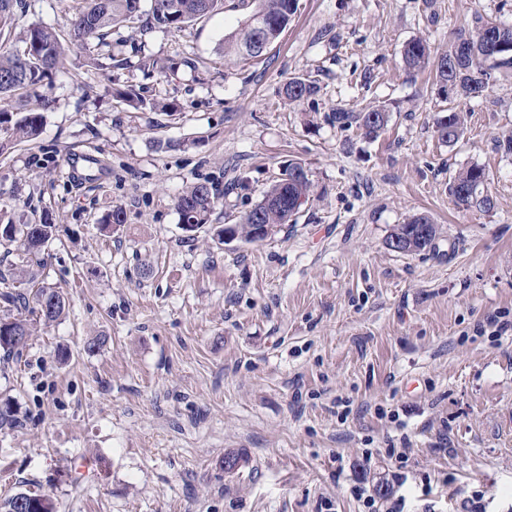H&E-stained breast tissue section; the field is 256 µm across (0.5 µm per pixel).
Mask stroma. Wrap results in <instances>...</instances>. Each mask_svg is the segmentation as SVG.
<instances>
[{
	"instance_id": "stroma-1",
	"label": "stroma",
	"mask_w": 512,
	"mask_h": 512,
	"mask_svg": "<svg viewBox=\"0 0 512 512\" xmlns=\"http://www.w3.org/2000/svg\"><path fill=\"white\" fill-rule=\"evenodd\" d=\"M81 0H23L32 24L68 38ZM224 0L181 30L112 29L104 73L69 46L52 78L19 90L38 137L0 154V212L50 213L55 239L29 267L66 315L35 324L20 363L0 366V498L51 494L58 512H361L350 488L376 481L387 449L410 459L405 512H512V72L467 103L468 130L440 141L447 98L405 70L412 39L446 48L474 16L512 25V0H298L257 61L224 56L252 11ZM314 81L297 103L292 78ZM170 111L151 110L149 100ZM383 105L377 139L337 128L336 109ZM313 184L296 220L264 241L186 232L175 207L209 180L211 225H233L288 164ZM494 210L457 207L448 180L471 164ZM122 208L111 233L101 218ZM429 215L434 248L386 244ZM103 343L84 350L87 340ZM399 420H392V413ZM372 449L371 464L362 452ZM240 462L225 470L224 459ZM317 91L318 87L313 81L294 78L286 84L284 96L289 102H300L305 98L315 95Z\"/></svg>"
}]
</instances>
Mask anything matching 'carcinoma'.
Listing matches in <instances>:
<instances>
[{
    "label": "carcinoma",
    "instance_id": "cac0c4a2",
    "mask_svg": "<svg viewBox=\"0 0 512 512\" xmlns=\"http://www.w3.org/2000/svg\"><path fill=\"white\" fill-rule=\"evenodd\" d=\"M140 0H88L80 10L70 31V40L83 45L100 38L105 31L117 25L130 24L140 18ZM223 0H151V17L155 24L181 29L208 16ZM20 0H0V36L11 35ZM297 10V0H255V8L237 29L224 39V55L241 61L256 60L263 56L288 26ZM491 22L481 16L472 21V29L459 32L448 41V49L432 54L430 45L423 39L406 44L403 61L407 69L416 71L432 68L436 83L450 91L459 100L461 108L448 112L437 120L435 132L444 143H454L465 133L462 106L483 94L494 85L505 70H512V26H495L501 43L509 46L506 51L493 53L484 49L481 31ZM22 52L0 53V102L8 100L16 91L34 85L58 66L65 55L64 45L55 32L44 26L30 27L22 40ZM318 91L317 85L307 79L294 78L286 84L284 96L290 102H300ZM336 126L343 129L356 127L367 135L378 133L388 121L382 108L354 112L338 108L333 115ZM43 113L27 112L15 119L13 113L0 108V125H8L14 141L36 138L43 123ZM489 174L479 164L460 169L448 182V193L454 203L464 209L490 211L496 201L489 191ZM311 181L306 170L296 164L285 170L265 191L262 199L246 213L235 232L247 242L263 240L275 228L292 222V217L308 200ZM218 197L209 182H195L176 199L181 223L193 224L199 230L208 223ZM55 224L49 213L40 215L36 224H0V246H8L7 253L18 259L17 274H0V302L6 311L26 307L27 301L18 287L24 285V264L52 239ZM438 236L437 225L426 215L411 217L398 225L387 237V246L396 242L401 252H421L432 248ZM33 299L38 306L39 319L49 324L62 317L66 309L64 295L54 289H36ZM30 336L28 319L16 315L0 317V351L4 363L23 354L24 346L15 343L11 334ZM0 512H57L53 498L42 492L21 490L0 502Z\"/></svg>",
    "mask_w": 512,
    "mask_h": 512
}]
</instances>
